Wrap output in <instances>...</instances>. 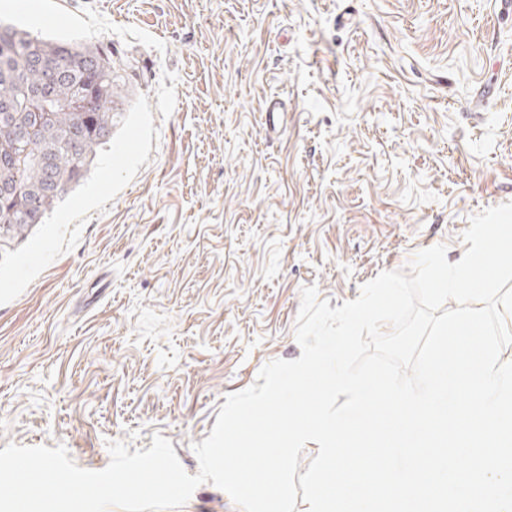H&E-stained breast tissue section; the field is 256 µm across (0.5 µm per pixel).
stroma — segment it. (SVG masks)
<instances>
[{
  "instance_id": "stroma-1",
  "label": "stroma",
  "mask_w": 512,
  "mask_h": 512,
  "mask_svg": "<svg viewBox=\"0 0 512 512\" xmlns=\"http://www.w3.org/2000/svg\"><path fill=\"white\" fill-rule=\"evenodd\" d=\"M112 54V143L24 239H0V449L169 439L184 470L228 394L301 355L331 307L512 202V10L500 0H0ZM282 99V131L262 106Z\"/></svg>"
}]
</instances>
